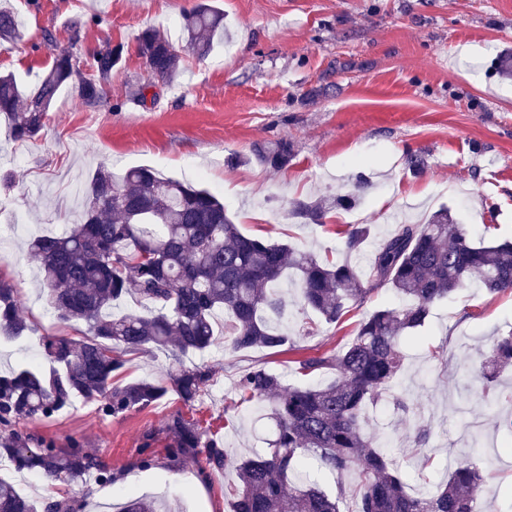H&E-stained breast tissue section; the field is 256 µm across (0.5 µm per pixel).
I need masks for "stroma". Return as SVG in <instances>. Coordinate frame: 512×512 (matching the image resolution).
Returning a JSON list of instances; mask_svg holds the SVG:
<instances>
[{
  "instance_id": "stroma-1",
  "label": "stroma",
  "mask_w": 512,
  "mask_h": 512,
  "mask_svg": "<svg viewBox=\"0 0 512 512\" xmlns=\"http://www.w3.org/2000/svg\"><path fill=\"white\" fill-rule=\"evenodd\" d=\"M197 0H7L27 32L0 49V71L19 84L47 73L57 54L79 59L105 45H122L112 70L111 107H90L64 89L41 136L10 140L0 128V278L21 300L30 330L0 340V371L34 363L47 367L43 339L80 336L85 326L65 322L40 293L36 261L27 241L60 234L77 219L85 180L100 163L114 172L145 165L224 198L227 215L248 235L292 242L320 255L341 257L349 225L369 224L372 238L358 256L367 266L375 241L395 218L423 221L445 206L475 239L512 238V0H212L224 12L229 44L206 59L189 51L183 14ZM97 15L101 26L72 40V20ZM158 30L178 49L181 77L157 82L138 50V38ZM55 40L42 45L44 31ZM146 101H139L138 92ZM286 140L294 155L280 169L263 166L253 149ZM422 154L423 172L404 166L407 153ZM369 185L358 207L327 213L307 224L291 213L297 200L353 189L357 176ZM392 289L374 291L338 324L314 314L290 312V330L311 322L314 333L300 349L340 348L361 316L395 304ZM512 330V293L490 295L471 287L436 305L426 324L404 344L399 391L406 405L386 398L371 413L366 431L389 445L417 493L436 489L456 463L471 453L468 426L485 437L489 461L486 493L477 512H512V440L497 435L494 411L471 394L469 369L490 340ZM298 351L228 354L223 344L186 365L211 370L194 406L175 394L145 409L112 417L97 403L76 400L52 418L23 427L36 437L68 447L80 441L109 484L89 474L69 484L18 472L0 459V477L28 497L69 502L74 512H109L124 494L144 493L174 512H230L224 489L233 473L202 476L192 458L167 457V418L181 413L225 447L245 455L263 448L271 427L260 407L245 402L225 411L239 375L264 362L285 383L307 384ZM430 431L417 446L419 429ZM155 462L139 464L145 437Z\"/></svg>"
}]
</instances>
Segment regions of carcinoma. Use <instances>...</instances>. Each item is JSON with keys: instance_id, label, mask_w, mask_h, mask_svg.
<instances>
[{"instance_id": "1", "label": "carcinoma", "mask_w": 512, "mask_h": 512, "mask_svg": "<svg viewBox=\"0 0 512 512\" xmlns=\"http://www.w3.org/2000/svg\"><path fill=\"white\" fill-rule=\"evenodd\" d=\"M187 48L207 57L224 37V12L200 3L184 15ZM24 35L15 13L0 9V42ZM146 65L161 81L179 75L178 50L153 29L139 36ZM70 54L56 56L50 71L30 87L0 73V120L11 138L29 141L44 127L45 115L60 91L72 83ZM119 49L107 46L90 55L87 66L95 83L79 88L91 107L112 105L109 84ZM253 155L272 169L288 164L293 146L286 140L255 145ZM353 192L293 203L291 212L313 224L330 209H350ZM371 234L367 224L344 232L343 251L357 256ZM42 274L47 303L63 321L83 322L84 336H48L44 353L49 372L22 368L0 375V458L18 471L68 483L96 468L94 459L73 440L68 448L24 432L20 423L50 418L82 398L99 403L108 416H120L175 393L186 404L196 401L211 377L183 358L206 353L218 337L224 351L281 353L297 340L281 329L289 304L279 283L293 277L304 311L321 321H340L366 297L386 285L399 303L366 314L355 336L341 350L306 355L300 373L332 370L327 385L285 386L282 376L265 366L243 373L237 390L268 404L274 439L268 448L240 456L225 448L181 415L170 416L168 457L192 456L206 476L232 471L231 512H475L483 496L488 461L480 453L482 436L472 435V456L459 462L436 491L406 490V474L364 431L369 407L399 386L403 369L401 337L424 324L431 307L476 282L490 295L512 292V241H477L451 212L441 208L424 224H396L378 244L369 265L320 256L290 242L272 243L245 234L227 215L224 203L209 190L161 176L149 167L120 174L101 165L84 187L78 223L68 232L40 235L27 243ZM128 294L151 306V314L118 309ZM224 324H217V313ZM29 330L16 289L0 279V338L18 339ZM155 349L171 353L169 382L121 381L129 355ZM512 367V333L493 340L483 355L476 381L480 400L497 399L501 372ZM321 472L348 475L325 489L306 474L308 461ZM34 501L0 477V512H36ZM156 501L130 498L119 512H157Z\"/></svg>"}]
</instances>
